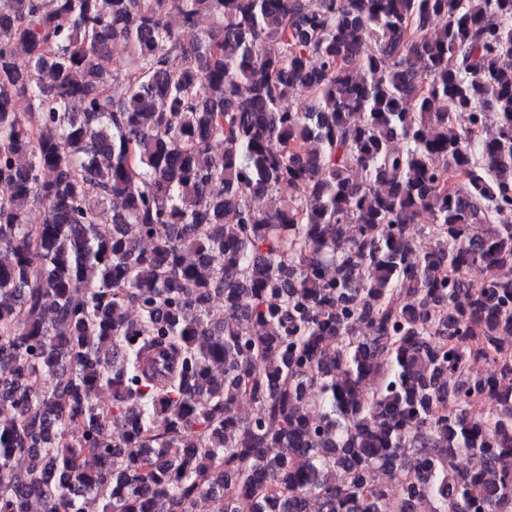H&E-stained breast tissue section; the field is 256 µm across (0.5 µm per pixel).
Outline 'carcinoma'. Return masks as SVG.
Segmentation results:
<instances>
[{"label":"carcinoma","instance_id":"cac0c4a2","mask_svg":"<svg viewBox=\"0 0 512 512\" xmlns=\"http://www.w3.org/2000/svg\"><path fill=\"white\" fill-rule=\"evenodd\" d=\"M0 183V512H512V0H0Z\"/></svg>","mask_w":512,"mask_h":512}]
</instances>
